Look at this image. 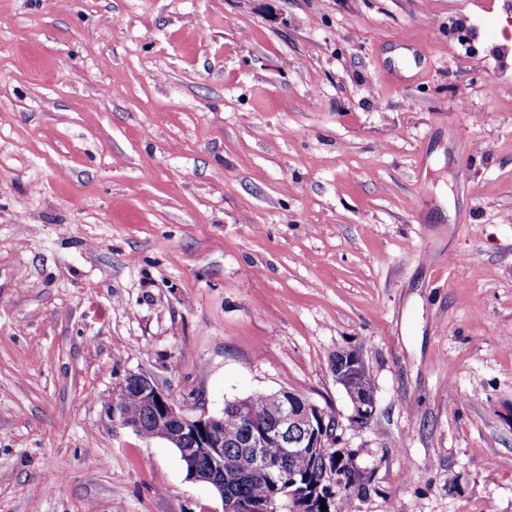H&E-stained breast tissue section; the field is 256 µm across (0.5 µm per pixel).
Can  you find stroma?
<instances>
[{
    "label": "stroma",
    "instance_id": "stroma-1",
    "mask_svg": "<svg viewBox=\"0 0 512 512\" xmlns=\"http://www.w3.org/2000/svg\"><path fill=\"white\" fill-rule=\"evenodd\" d=\"M133 372L335 416L338 512H512V0H0V512H222ZM343 355V363L341 366H334V376L336 378V382L341 385L343 388L345 386V391L351 392L352 394L361 395L367 389V378L361 373H354L356 370L365 368L367 372V376L370 378V375L365 366V361L359 352H345ZM352 374L349 378L348 376ZM348 378V380H347ZM347 381V382H346ZM346 384V385H345ZM351 393H348L350 403L352 405V415L351 420L360 424L366 425L372 419L375 411H376V394L366 391V393L361 396H352Z\"/></svg>",
    "mask_w": 512,
    "mask_h": 512
}]
</instances>
